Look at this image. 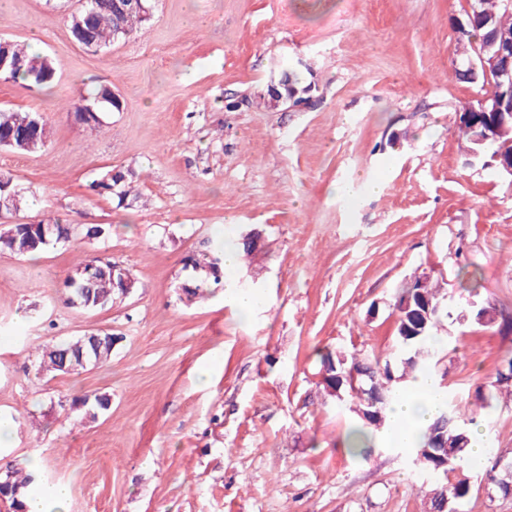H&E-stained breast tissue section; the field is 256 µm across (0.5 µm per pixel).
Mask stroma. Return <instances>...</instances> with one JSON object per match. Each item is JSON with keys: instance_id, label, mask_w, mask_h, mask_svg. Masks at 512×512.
<instances>
[{"instance_id": "35a3bbf8", "label": "stroma", "mask_w": 512, "mask_h": 512, "mask_svg": "<svg viewBox=\"0 0 512 512\" xmlns=\"http://www.w3.org/2000/svg\"><path fill=\"white\" fill-rule=\"evenodd\" d=\"M137 33L93 54L74 42L81 0H0V38L29 42L53 84L0 81V110L42 114L38 153L0 147V176L29 193L1 224L99 225L32 257L0 253V420L14 437L0 473L37 460L68 512H424L440 474L404 448L356 461L349 398L319 387L318 352L384 357L395 296L427 274L448 291L438 369L448 400L476 410L512 334L473 306L512 304V182L464 165L455 105L482 95L451 75L452 18L469 0H150ZM314 84L302 109L256 98L281 67ZM124 106L92 130L74 112L100 86ZM134 172L118 206L92 182ZM350 186L351 195L339 193ZM256 229L263 247L203 298L188 256ZM129 269L125 298L67 305L74 265ZM488 288L467 301L460 259ZM255 289L241 320L230 295ZM111 334L112 357L78 374L37 373L38 344ZM76 394H104L96 417ZM109 404L108 398L98 395L93 397L88 394L74 396L70 401V410L77 416L95 417L98 410L106 409Z\"/></svg>"}]
</instances>
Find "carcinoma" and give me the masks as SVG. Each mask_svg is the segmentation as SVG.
Segmentation results:
<instances>
[{
	"label": "carcinoma",
	"mask_w": 512,
	"mask_h": 512,
	"mask_svg": "<svg viewBox=\"0 0 512 512\" xmlns=\"http://www.w3.org/2000/svg\"><path fill=\"white\" fill-rule=\"evenodd\" d=\"M98 9L94 15L91 29L96 41L101 46L112 43L116 30L124 31V36L137 32L143 20L136 14H124L109 11L110 0H96ZM484 17L490 24L483 28L472 29L462 39H455V51L460 56H475L481 49L484 37L494 29L512 32V6L505 0H478ZM13 52L24 59L25 67L21 71L0 76L1 81L16 82L28 80L31 83L47 87L53 80L44 78V71L52 66L47 56L28 46L13 43ZM286 82L281 88L283 93L290 91L303 93L308 87L298 70L287 69ZM461 82L476 81L484 88L483 95L496 92L498 81L495 75L486 76L478 73L473 80L466 75L458 77ZM95 112H107L122 109V105L112 102L104 88H99L89 101ZM34 112L0 111V123L6 121L14 128H21L36 118ZM472 121H459L458 130L465 140L466 151L478 150V161L490 159L489 153L475 143L477 132ZM76 234V228L59 220L41 222L37 226L29 224H10L0 233V251L25 256L39 253L46 248L70 241ZM188 264L195 269L206 271L213 281H221L222 267L220 257H191ZM460 291L475 295L483 287L481 269L468 264L458 268ZM66 287L70 294L84 309L101 308L112 302L114 297L123 294L120 286L112 282V262L100 260H83L75 266L68 276ZM393 309L397 316V336L395 347L399 353L401 374L395 375L390 361H381L369 354L335 352L331 349L320 356L317 375L326 396L341 398L347 393L354 407L353 413L357 423L347 433L348 451L354 456L365 457L368 448H359L353 444L354 438L367 436L386 424L387 411L391 401L400 389V384L414 382L425 374L436 373L437 355L444 346V338L436 334L439 318L445 309V297L440 295V288L431 278L423 281V287L402 288L397 293ZM487 320L501 327L512 328V314L495 306H487ZM112 356L109 344L99 345L84 335L76 339L46 343L38 346L37 373H73L86 369L85 362L93 358L103 363ZM357 375V385H352L351 375ZM508 389L512 395V352L504 356L489 381L476 389V401L480 409L494 408V402L501 390ZM106 397L77 395L70 401V410L78 416L93 417L97 411L107 408ZM474 423L473 416H465L449 406L430 424L414 444L415 458L421 468L440 472L445 483L433 490L430 497V512H462L461 507L471 492L470 477L465 473L467 448L470 435L467 425ZM487 480L492 493L504 499L512 497V458L497 456L490 461L486 470ZM38 482V473L28 471L21 473L9 469L0 475V495L4 496L15 512H25L24 499L27 490Z\"/></svg>",
	"instance_id": "carcinoma-1"
}]
</instances>
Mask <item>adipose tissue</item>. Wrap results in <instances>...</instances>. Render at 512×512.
Wrapping results in <instances>:
<instances>
[{
  "label": "adipose tissue",
  "instance_id": "obj_1",
  "mask_svg": "<svg viewBox=\"0 0 512 512\" xmlns=\"http://www.w3.org/2000/svg\"><path fill=\"white\" fill-rule=\"evenodd\" d=\"M439 409L429 383L421 381L408 387L394 400L387 424L377 435L379 447H412Z\"/></svg>",
  "mask_w": 512,
  "mask_h": 512
}]
</instances>
